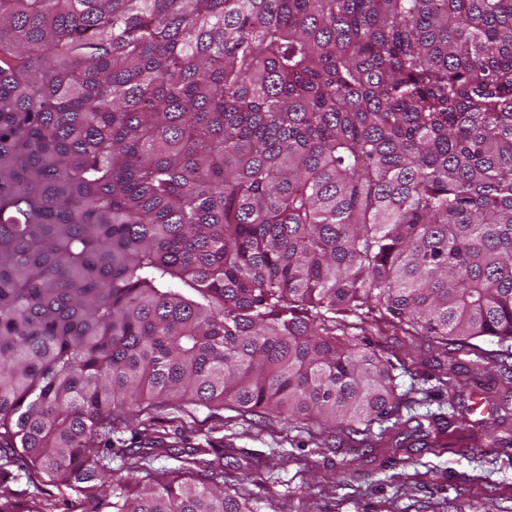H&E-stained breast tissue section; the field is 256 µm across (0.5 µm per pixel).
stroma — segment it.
Masks as SVG:
<instances>
[{
    "label": "stroma",
    "instance_id": "35a3bbf8",
    "mask_svg": "<svg viewBox=\"0 0 512 512\" xmlns=\"http://www.w3.org/2000/svg\"><path fill=\"white\" fill-rule=\"evenodd\" d=\"M400 391L416 415L444 413L447 392L435 381L400 373ZM462 422L429 438L428 450L406 452L348 447L332 434L290 428L275 415L242 416L223 409L157 408L154 429L193 445L227 450L225 486L279 512H457L474 503L480 512H512V430L494 427L497 401L464 387L457 395ZM288 455L280 464V455ZM406 466H399V459ZM76 490L41 484L25 472L0 486V512H89Z\"/></svg>",
    "mask_w": 512,
    "mask_h": 512
}]
</instances>
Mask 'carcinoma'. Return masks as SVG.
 Returning <instances> with one entry per match:
<instances>
[{"mask_svg": "<svg viewBox=\"0 0 512 512\" xmlns=\"http://www.w3.org/2000/svg\"><path fill=\"white\" fill-rule=\"evenodd\" d=\"M399 331L429 357L364 347ZM512 366V0H0V459L260 512L151 407L399 448L396 366ZM469 357L468 363L459 355Z\"/></svg>", "mask_w": 512, "mask_h": 512, "instance_id": "cac0c4a2", "label": "carcinoma"}]
</instances>
